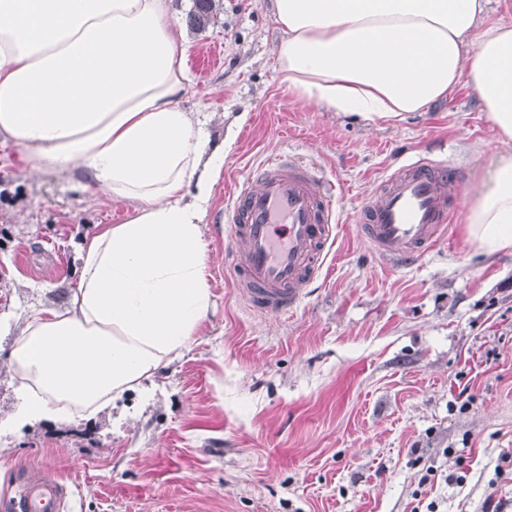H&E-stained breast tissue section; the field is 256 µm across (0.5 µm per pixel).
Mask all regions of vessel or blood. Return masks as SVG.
Listing matches in <instances>:
<instances>
[{
	"label": "vessel or blood",
	"instance_id": "vessel-or-blood-1",
	"mask_svg": "<svg viewBox=\"0 0 512 512\" xmlns=\"http://www.w3.org/2000/svg\"><path fill=\"white\" fill-rule=\"evenodd\" d=\"M451 168L419 159L387 175L359 213L362 233L381 253L414 259L431 250L450 217ZM335 181L291 156H277L235 183L223 215L225 255L236 285L258 314L297 307L321 273L336 233ZM62 484L33 479L16 512H61Z\"/></svg>",
	"mask_w": 512,
	"mask_h": 512
}]
</instances>
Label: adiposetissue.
Wrapping results in <instances>:
<instances>
[{
    "mask_svg": "<svg viewBox=\"0 0 512 512\" xmlns=\"http://www.w3.org/2000/svg\"><path fill=\"white\" fill-rule=\"evenodd\" d=\"M487 0H272L281 84L325 112L396 121L471 87L502 152L468 243L512 254V23ZM187 34L171 0H0V143L25 169L133 204L78 253L69 307L9 352L13 424L91 418L184 353L212 303L203 224L224 153L185 111Z\"/></svg>",
    "mask_w": 512,
    "mask_h": 512,
    "instance_id": "ef3b65f1",
    "label": "adipose tissue"
}]
</instances>
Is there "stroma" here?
Instances as JSON below:
<instances>
[{
    "label": "stroma",
    "mask_w": 512,
    "mask_h": 512,
    "mask_svg": "<svg viewBox=\"0 0 512 512\" xmlns=\"http://www.w3.org/2000/svg\"><path fill=\"white\" fill-rule=\"evenodd\" d=\"M188 28L183 106L224 147L204 224L212 306L146 393L97 419L0 436V512L28 470L62 482V512H512V255L478 254L465 216L497 135L473 92L393 124L354 121L280 84L271 0H219ZM221 61L202 69L213 52ZM294 152L341 193L321 277L287 313L256 315L224 264V201L265 156ZM447 162L457 213L409 262L354 224L407 159ZM0 312L64 309L76 247L131 204L32 173L0 147Z\"/></svg>",
    "instance_id": "1"
}]
</instances>
